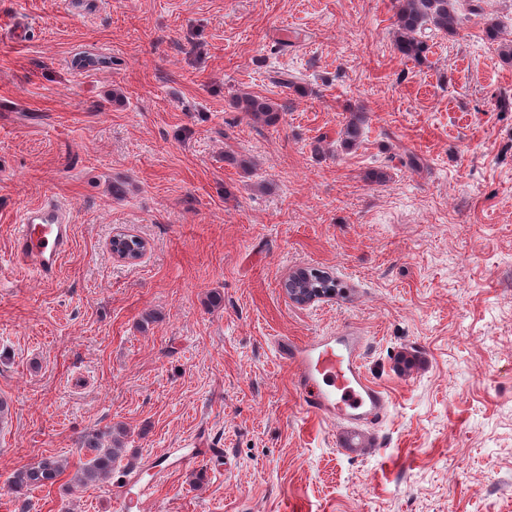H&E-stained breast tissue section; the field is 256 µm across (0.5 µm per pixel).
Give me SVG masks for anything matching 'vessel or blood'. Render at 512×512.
I'll use <instances>...</instances> for the list:
<instances>
[{
	"label": "vessel or blood",
	"mask_w": 512,
	"mask_h": 512,
	"mask_svg": "<svg viewBox=\"0 0 512 512\" xmlns=\"http://www.w3.org/2000/svg\"><path fill=\"white\" fill-rule=\"evenodd\" d=\"M71 240L70 212L49 196L23 212L13 253L25 266L49 278ZM364 351L363 337L345 328L303 341L286 338L276 345L277 357L292 372L304 410L354 426L378 422L388 408L387 393L366 373ZM195 461L185 448H164L151 458L161 476ZM154 491V484L143 480L139 468L128 469L123 484L112 490L115 512H141Z\"/></svg>",
	"instance_id": "b4317fda"
}]
</instances>
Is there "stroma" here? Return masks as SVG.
I'll list each match as a JSON object with an SVG mask.
<instances>
[{
  "instance_id": "stroma-1",
  "label": "stroma",
  "mask_w": 512,
  "mask_h": 512,
  "mask_svg": "<svg viewBox=\"0 0 512 512\" xmlns=\"http://www.w3.org/2000/svg\"><path fill=\"white\" fill-rule=\"evenodd\" d=\"M456 9L416 62L395 0H0V512H114L130 466L190 437L143 512H512V0ZM48 194L73 226L45 279L12 241ZM117 232L144 256L114 259ZM301 268L335 296L289 299ZM341 327L389 398L361 430L306 412L272 347ZM118 426L111 478L77 484ZM46 456L64 473L16 496ZM233 104L237 110L244 112L245 115L257 123L270 126L279 121L280 113L278 108L265 97L247 94L236 97ZM285 288H338L336 279L328 274L322 276L312 274L310 270L295 273L285 284Z\"/></svg>"
}]
</instances>
